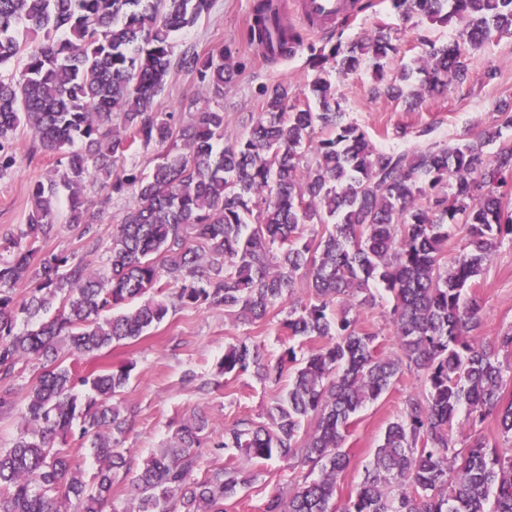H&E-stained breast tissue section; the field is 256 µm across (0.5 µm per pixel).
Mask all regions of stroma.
<instances>
[{"instance_id":"obj_1","label":"stroma","mask_w":512,"mask_h":512,"mask_svg":"<svg viewBox=\"0 0 512 512\" xmlns=\"http://www.w3.org/2000/svg\"><path fill=\"white\" fill-rule=\"evenodd\" d=\"M254 0H214L208 16L181 33L178 44H194L202 51L230 52L239 67L234 83L225 89L222 105L226 119L225 133L229 139L246 137L252 116L260 112L266 90L279 84L293 90L307 87L316 72L308 64L309 46H319L329 31H309L300 20L292 26L302 32L306 47L282 61H268L248 39L247 16ZM386 23L400 32V44L407 56L421 55L422 40L450 42L453 28L425 20L412 25L399 19L389 0H368L365 9L351 20L336 24L344 40L352 41L376 25ZM470 78L443 94L428 98L420 111L406 112L388 98H372L370 90L377 82L371 67H363L341 83V108L348 121L356 123L379 148L407 151L426 140L444 141L448 145L463 144L481 130L493 125L498 107H512V36L489 43L483 52L468 56ZM198 97L200 106L207 99L199 98L198 83L193 75L172 70L164 91L157 99L161 112L176 113L180 123L192 120L184 104ZM430 128L429 137H422L423 128ZM19 166L0 177V238L8 236L25 223L30 208V182L46 179L55 166V159L38 149V143L26 129H19L14 141ZM85 194L101 211L97 226L98 247L86 251L85 244L67 227L43 242L47 251H83L92 266L104 264L112 245L113 227L133 205V196L104 201L93 188ZM474 293L482 307L481 336L491 339L512 326V240L504 239L488 263ZM391 300L385 291H378L374 306L362 309L361 328L374 331L383 352L396 349L389 318ZM278 315H271L265 325L249 324L215 309L177 311L159 327L131 344L104 349L95 363L99 366L130 360L135 364L130 381L120 395L122 406L129 410L132 427L124 438L131 450L134 466H142L158 448L164 447L171 433V422L187 417L192 411H205L213 423L212 440H219L226 426L243 417L257 421L267 418V411L280 393L279 387L260 382L254 375L217 374V363L228 345L241 341L257 344L270 358H277L290 345L282 335ZM194 373L195 384L185 383V373ZM210 382L208 393L196 390V383ZM423 383L416 374L404 373L376 402L368 404L356 417L343 448L350 457V466L340 477L334 499L335 507H343L351 492L361 482L364 470L383 436L387 424L397 418L404 399L421 393ZM249 470L257 478L241 490L238 497L227 502V512H261L275 488L288 485L295 475L293 468L279 460L252 462Z\"/></svg>"}]
</instances>
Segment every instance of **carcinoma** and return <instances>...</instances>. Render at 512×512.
<instances>
[{
    "mask_svg": "<svg viewBox=\"0 0 512 512\" xmlns=\"http://www.w3.org/2000/svg\"><path fill=\"white\" fill-rule=\"evenodd\" d=\"M406 22L458 23L451 44L425 41L421 60L371 89L415 112L427 98L466 81L460 61L512 34V0H390ZM214 0H0V176L18 164L13 143L29 129L56 156L52 177L30 187L27 222L3 240L0 260V380L26 360L43 371L22 403V428L0 448V512H106L114 475L128 481L122 512H224L257 478L235 461L279 459L294 486L274 490L263 512H335L338 478L350 465L343 444L356 414L409 371L424 392L404 400L341 512H512V448L489 446L477 424L494 414L512 441V326L478 335L482 308L470 294L501 240L512 237V113L456 147L432 142L410 153L377 149L345 120L326 68L346 76L381 72L399 52L380 24L350 44L341 35L311 50L317 76L297 92L277 85L247 137L224 144V109L196 110L183 125L155 98L172 69L194 77L204 96L224 98L233 60L174 36L209 15ZM267 4L258 0L250 41L266 45ZM303 46L282 28L279 55ZM153 151L147 173L127 157ZM132 194L115 225L106 263L44 251L58 230V188L70 191L67 226L97 246L100 212L83 194ZM322 231H316V225ZM464 244L448 254V239ZM166 284H161V280ZM28 285L18 301L13 286ZM390 294L397 350L378 351L357 312ZM306 289L311 300L293 303ZM288 302V339L319 341L297 359L275 360L239 342L224 349L218 375L252 371L276 385L269 423L241 419L214 447L225 464L195 477L210 420L200 411L174 423L166 447L138 470L121 447L129 416L116 402L134 362L88 368L99 352L139 340L182 309L222 310L256 323ZM26 330L16 331L18 321ZM73 359L64 364L63 356ZM465 418H460L461 409ZM312 428L304 429L305 424ZM466 430L463 448L454 428ZM89 444L91 481L69 441ZM319 470L317 478L312 477Z\"/></svg>",
    "mask_w": 512,
    "mask_h": 512,
    "instance_id": "1",
    "label": "carcinoma"
}]
</instances>
